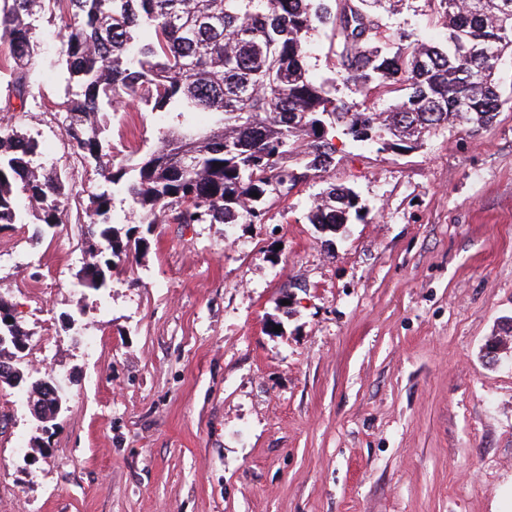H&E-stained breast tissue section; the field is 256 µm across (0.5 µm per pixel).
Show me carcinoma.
I'll use <instances>...</instances> for the list:
<instances>
[{"label": "carcinoma", "instance_id": "cac0c4a2", "mask_svg": "<svg viewBox=\"0 0 512 512\" xmlns=\"http://www.w3.org/2000/svg\"><path fill=\"white\" fill-rule=\"evenodd\" d=\"M386 2L409 8L415 0H0V74L22 107L39 89L41 13L50 10L60 24L63 135L99 176L87 194L92 261L79 285L106 287L112 257L128 252L112 224L117 192L149 227L256 224L266 202L300 179L282 164L298 145L306 168L331 165V129L406 148L441 126H491L502 106L497 61L512 50V0H426L444 19L441 47L381 30L372 8ZM326 25L339 79L363 89L357 106L309 79L307 39ZM378 90L398 94L383 112L369 104ZM128 98L143 112L182 118L131 164L115 162L107 139L109 113ZM200 112L213 116L207 129L192 122ZM40 158L35 137L11 119L0 123L1 225L30 216L48 228L63 223L68 171ZM356 207L351 191L333 186L309 221L334 232Z\"/></svg>", "mask_w": 512, "mask_h": 512}]
</instances>
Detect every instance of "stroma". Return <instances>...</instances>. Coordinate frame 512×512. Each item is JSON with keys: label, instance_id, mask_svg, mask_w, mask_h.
Returning <instances> with one entry per match:
<instances>
[{"label": "stroma", "instance_id": "stroma-1", "mask_svg": "<svg viewBox=\"0 0 512 512\" xmlns=\"http://www.w3.org/2000/svg\"><path fill=\"white\" fill-rule=\"evenodd\" d=\"M442 43L424 0L376 16ZM40 94L19 113L73 198L95 181L54 105L60 40L39 23ZM310 79L336 77L331 32L308 41ZM503 106L473 132L431 130L406 151L338 134L328 172L306 170L259 224L112 221L146 247L78 283L83 223L33 240L0 228V298L26 335L21 367L60 373L44 433L0 385V512H512V55ZM176 113L110 116L115 154L157 146ZM336 185L363 209L336 233L307 216ZM94 335L96 350L84 338Z\"/></svg>", "mask_w": 512, "mask_h": 512}]
</instances>
